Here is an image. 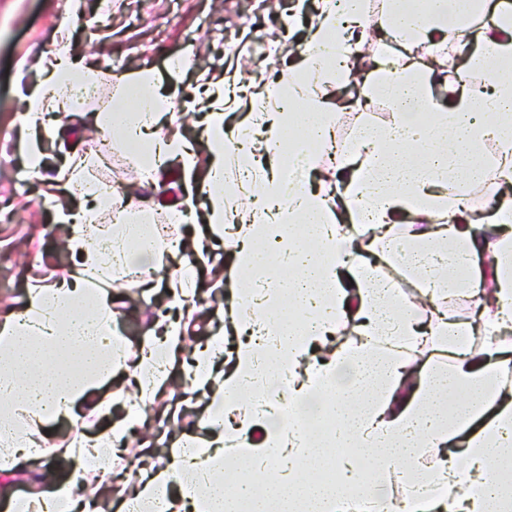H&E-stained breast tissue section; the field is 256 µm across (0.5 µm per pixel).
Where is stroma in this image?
Listing matches in <instances>:
<instances>
[{
    "mask_svg": "<svg viewBox=\"0 0 512 512\" xmlns=\"http://www.w3.org/2000/svg\"><path fill=\"white\" fill-rule=\"evenodd\" d=\"M320 4L321 0H180L175 8L170 0H0V130L8 133L0 142V153L6 156L0 162V199L8 200L13 209L11 221L0 223V316L20 313L31 288L53 283L73 264L67 247L69 229L56 220L65 202L55 181L56 169L66 156L99 158L91 172L93 180L118 190L125 211H149L153 224L171 243L188 239L193 229L190 220L166 221L168 213L181 208V166L171 165L162 187L141 185L142 159L118 132L101 129L95 118L108 108L126 106L120 75L141 70L153 74L154 91L169 104L158 127L162 134L194 144V174L202 176L209 163L206 118L192 106V98L202 95L205 81L223 83L231 126H248L251 99L275 87L289 67L304 63ZM386 39L383 29L373 30L365 56L352 61L349 86L333 100L339 144L354 140L361 121L378 124L389 116L383 101H373L365 113L350 102L373 65L378 43ZM60 42L67 44L71 58L97 70V95L75 110L49 107V116L67 133L44 137V160L34 169L29 162L27 101L44 90ZM178 58L184 62L182 69L171 71V62ZM179 275L168 261L154 272L152 288L116 281L114 331L132 350L152 338L154 321L163 312L158 298L168 294ZM191 277L206 303L189 324L201 350L223 336L224 298L240 272L230 250L214 240L209 256L193 268ZM184 372L183 360L171 363L165 397L131 422L125 434L126 462L142 456L166 463L176 441L204 435L207 400L202 393L188 391ZM39 436L54 450L48 463L53 475L65 477L72 460L58 450L74 436L70 421L41 426Z\"/></svg>",
    "mask_w": 512,
    "mask_h": 512,
    "instance_id": "35a3bbf8",
    "label": "stroma"
}]
</instances>
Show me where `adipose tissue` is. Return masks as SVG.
Masks as SVG:
<instances>
[{"mask_svg":"<svg viewBox=\"0 0 512 512\" xmlns=\"http://www.w3.org/2000/svg\"><path fill=\"white\" fill-rule=\"evenodd\" d=\"M484 16L481 47L469 54L447 101L433 91L432 57L467 43L470 20ZM398 47L395 62H376L362 86L361 108L384 100L382 125L361 123L350 149L335 162L336 192L285 181L280 137L328 143L334 114L325 90L351 78L371 23ZM302 66L282 75L275 99L253 101L256 139L265 160L242 165L237 190L250 195L246 214L224 191V160L235 138L224 126V89L206 105L211 160L201 184L186 183V203L205 197L207 235L234 241L239 268V311L230 328L241 336L229 363L214 346L189 362L192 389L208 393L203 451L173 452L166 466L139 467L135 486L119 512H238L250 485L263 483L265 498L253 512H392L380 489L388 475L407 487L420 512H512V202H489L453 193L461 183L512 184V12H487L485 0H430L408 13L402 0H386L371 16L368 0H322ZM149 75L123 79L131 108L104 112L105 125L126 139H149L154 149L142 166L145 182L160 185L171 161L192 169V148L157 132L166 102ZM303 101L304 112L293 110ZM497 152L482 154L485 142ZM96 159L72 156L59 169L60 184L78 188L84 204L61 209L70 225L75 263L61 282L32 289L23 311L0 320V472L19 461L40 472L47 450L29 423L65 418L83 424L77 407L100 415L112 408L91 402L93 390L112 377H129L138 416L165 388L164 365L183 340L179 329L153 337L138 355L112 334L115 273L138 260L150 285L153 264L172 250L147 214L124 213L121 222L93 228L89 213L111 210L112 188L93 181ZM412 219L415 230L394 229ZM484 259L493 282L478 297L479 322L460 320L443 307L450 291L475 293V259ZM416 275L420 292L435 307L423 325L390 273ZM355 317L358 340L332 346L331 338ZM436 339V355L448 370L428 368L424 347ZM254 406L244 411L243 394ZM335 419L321 429L317 415ZM124 421L69 448L78 464L52 490L33 487L17 512H88L90 495L82 459L96 457L98 474L112 472L115 442ZM280 464L268 468L270 453ZM336 461V480L319 474ZM368 459L373 477L359 478ZM245 473L235 489L224 485V463Z\"/></svg>","mask_w":512,"mask_h":512,"instance_id":"ef3b65f1","label":"adipose tissue"}]
</instances>
